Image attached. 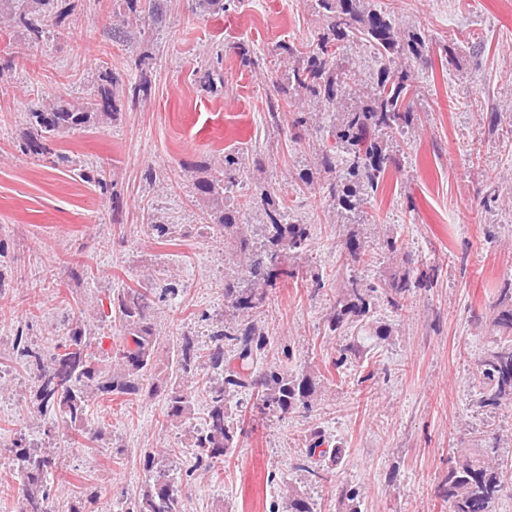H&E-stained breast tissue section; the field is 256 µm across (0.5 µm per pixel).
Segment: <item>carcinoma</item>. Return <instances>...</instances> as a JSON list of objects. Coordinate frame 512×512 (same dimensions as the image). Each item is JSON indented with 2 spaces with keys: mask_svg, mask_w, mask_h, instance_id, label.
Masks as SVG:
<instances>
[{
  "mask_svg": "<svg viewBox=\"0 0 512 512\" xmlns=\"http://www.w3.org/2000/svg\"><path fill=\"white\" fill-rule=\"evenodd\" d=\"M25 6L1 15L4 27L19 32L31 44L40 43L47 32L43 8L54 0H23ZM359 0H315L322 12L325 28L316 41L302 52L290 43H282L277 51L283 59L299 57L297 66L288 73L287 82L274 87L268 101L270 121L295 105L292 96L316 100L333 108L351 95L359 104L346 108L342 120L329 127L334 148L342 154V166L336 155L324 153L321 167L335 176L326 183L327 194L336 209L351 211L360 196L374 194L386 170L396 164L395 158L383 149L382 138L402 134L413 119L411 99L418 94L410 69L395 58L417 59L422 55L424 40L418 34L401 37L391 14L382 10L359 11ZM118 5L121 25L112 28V38L128 41L132 32L162 21L161 0H114ZM363 36L377 51L380 65L373 91L358 87L355 73L341 63L347 45ZM98 99L74 105L57 99L29 112L31 132L24 143V152L33 155L50 153L51 138L87 124L113 117L122 102L136 104L147 99L150 86L145 81L114 90V79L104 73L98 76ZM261 166L260 158L245 151L224 154V166L216 176L197 181L199 199L216 205L224 201V190L234 183L235 176L250 166ZM266 223L264 242L254 250L242 235L241 208L220 209L217 223L208 225L213 231L234 235L239 240L236 258L245 270L251 287L240 288L224 282V301L231 309L224 327L213 332L211 348L204 350L187 335L176 342L167 361L160 362L158 336L150 323L154 299L164 297L150 288H120L110 299V314L123 333L110 349L113 364L102 363V345L88 337L75 325L53 349L49 363H43L41 352L32 348L25 336L14 337L13 349L28 359L35 370L37 409L46 415L60 416L67 427L81 424L92 398L137 396L145 391L164 395L169 421L190 418L196 399L194 383L204 380L202 396L205 418L192 435L196 469L207 470L211 464L237 447L244 428L234 424L229 413V398L246 391H257L251 415L263 419L270 414L288 415L313 411L318 393L316 376L288 367L293 350H282L285 361L263 367L271 342L265 336L260 315L268 294L277 285L304 275L300 267L286 264V259H307L310 228L306 224L288 223L289 206L285 199L261 197ZM384 249L400 258L404 270L380 282L365 281L353 274L343 280L325 316L326 332L333 335L348 325L370 317L379 299L386 298L398 308L412 299L417 291L437 283L439 267L412 266L403 243L389 238ZM373 247L357 236L345 242L344 257L355 263L370 265L375 259ZM488 319L497 333L494 345L475 365L480 380L477 404L486 410L512 406V281L497 289V299L489 307ZM361 355L360 345L350 340L341 345L333 369L343 373L344 367ZM325 431L314 428L305 437L304 450L290 463L316 483L328 482L333 470L343 462L342 451L323 448ZM11 452L17 461L22 486L21 512H48L51 493L49 475L56 465V452L49 448H32L25 439L14 440ZM495 445L476 454L460 453L448 467V475L439 483L437 492L448 504V512H494L495 504L505 488L507 468L500 463ZM144 466L149 481L126 502L124 512H185L181 490L167 470L156 467L155 457L147 454ZM359 492L345 487L339 492L336 512H360ZM282 497L287 512H317V504L300 489L288 484Z\"/></svg>",
  "mask_w": 512,
  "mask_h": 512,
  "instance_id": "obj_1",
  "label": "carcinoma"
}]
</instances>
